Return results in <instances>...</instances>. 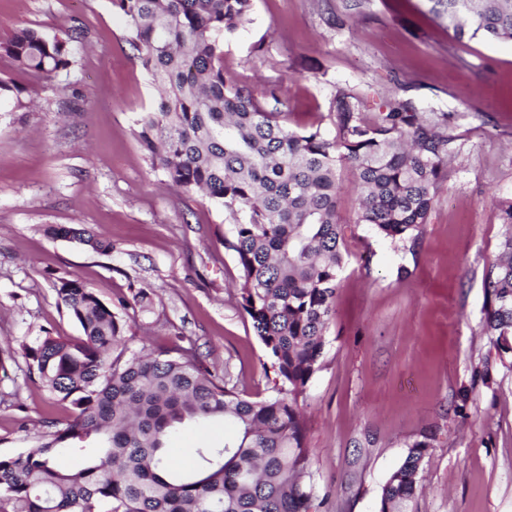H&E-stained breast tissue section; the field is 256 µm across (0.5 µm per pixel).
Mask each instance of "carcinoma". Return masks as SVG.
<instances>
[{
    "label": "carcinoma",
    "instance_id": "cac0c4a2",
    "mask_svg": "<svg viewBox=\"0 0 512 512\" xmlns=\"http://www.w3.org/2000/svg\"><path fill=\"white\" fill-rule=\"evenodd\" d=\"M252 0H113L128 18L132 46L162 91L135 135L175 187L202 191L234 217L242 270L241 307L275 373L276 395L253 401L217 378L191 347L154 352L121 342L124 324L94 291L63 279L60 304L81 326L72 339L45 332L22 345L37 375L71 419L44 422L37 445L0 456V505L11 512H311L302 478L309 460L298 408L320 368L324 329L344 264L338 171L354 170L357 223L404 239L427 215L448 156V136L409 102L374 124L350 96H336V135L299 132L280 119L281 100L259 101L224 78V41L247 22ZM453 35L512 41V0H437ZM71 39L25 29L0 55L50 78L71 63ZM500 258L484 275L494 344L512 351V201ZM85 237V230L58 231ZM213 423L235 429L190 463L169 453L173 434ZM429 442L416 441L382 488L380 512H401L420 487ZM69 452L76 468L58 464Z\"/></svg>",
    "mask_w": 512,
    "mask_h": 512
}]
</instances>
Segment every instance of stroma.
Returning a JSON list of instances; mask_svg holds the SVG:
<instances>
[{
	"label": "stroma",
	"mask_w": 512,
	"mask_h": 512,
	"mask_svg": "<svg viewBox=\"0 0 512 512\" xmlns=\"http://www.w3.org/2000/svg\"><path fill=\"white\" fill-rule=\"evenodd\" d=\"M23 29L72 37L73 55L47 80L0 56V80L20 90L0 100V455L70 416L30 379L20 351L46 329L80 336L58 303L63 279L117 314L129 347H194L240 393L272 396L271 364L239 304L232 216L167 186L134 134L158 92L124 14L112 0H0V42ZM224 76L263 101L276 92L296 131L335 134L343 92L366 122L408 101L450 139L426 222L406 239L358 223L353 172L339 171L346 263L321 367L299 401L312 512H379L386 480L427 433L406 512H512V352L489 336L483 285L501 253L500 203L512 198V42L455 39L435 0H252L249 22L224 44ZM485 362L487 381L474 376ZM227 432H179L170 453L192 461Z\"/></svg>",
	"instance_id": "stroma-1"
}]
</instances>
